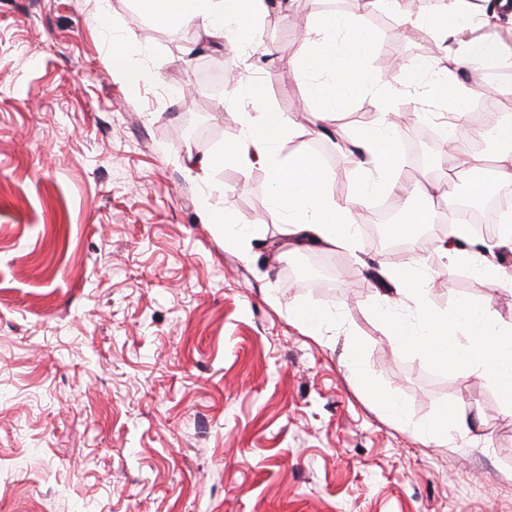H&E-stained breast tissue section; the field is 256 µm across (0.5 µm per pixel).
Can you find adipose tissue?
Wrapping results in <instances>:
<instances>
[{
    "mask_svg": "<svg viewBox=\"0 0 512 512\" xmlns=\"http://www.w3.org/2000/svg\"><path fill=\"white\" fill-rule=\"evenodd\" d=\"M143 9L158 22L169 26L200 25L206 41L228 43L241 49L250 45L258 22L267 11L266 0H142ZM368 15L339 18L321 14L311 27L312 46L295 60L293 67L322 76L311 97L316 120L346 105L367 86L378 84V77L364 67V58L373 48L367 32ZM484 14L474 0H448L445 20H413L409 26L439 36L444 53L456 70L468 73L474 86H482L487 73L512 68V36L484 35ZM431 68L403 66L397 77L401 87L425 85L426 92L448 97L449 120L469 110L470 89L448 88L446 81L431 80ZM240 90L250 110L243 113L246 135L225 146L223 152L194 159L190 167L206 174L223 160L242 168L264 164L277 187L276 204L283 216L281 234L297 250L313 247H345L357 250V217L370 207L374 197L395 195L401 188L398 164L400 126L387 119L362 131L355 145L368 159L369 176L353 192L346 204H338L329 192L330 176L320 164L303 155L279 159L276 148L285 135L281 113L266 104L258 82L241 81ZM456 244L449 249V262L482 276L489 284L503 279L501 270L490 263L483 250L476 248L464 228L452 233ZM390 280L403 288L422 316V327L393 318L389 324L397 347L425 354L438 366L451 372L479 373L498 382L503 393L512 392V323L500 325L472 304L458 302L451 313L429 310L423 299L424 274L416 267L393 269Z\"/></svg>",
    "mask_w": 512,
    "mask_h": 512,
    "instance_id": "obj_1",
    "label": "adipose tissue"
}]
</instances>
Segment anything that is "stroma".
Segmentation results:
<instances>
[{
  "instance_id": "stroma-1",
  "label": "stroma",
  "mask_w": 512,
  "mask_h": 512,
  "mask_svg": "<svg viewBox=\"0 0 512 512\" xmlns=\"http://www.w3.org/2000/svg\"><path fill=\"white\" fill-rule=\"evenodd\" d=\"M331 9L357 14L349 0H282L261 68L137 0H0V512H512V407L495 381L394 348L379 307L414 312L384 248L327 251L354 272L332 287L290 280L268 169H187L244 132L232 89L185 92L202 66L232 67L282 113L278 155L321 145L333 198L349 200L358 154L291 109L316 82L287 66L305 48L292 20ZM369 30L365 67L392 107L447 113L379 68L431 35ZM116 41L151 74L138 89L105 67ZM379 110L368 91L327 126L351 140ZM190 113L212 132L205 146L183 133ZM205 201L262 226L251 259L225 246ZM416 264L431 308L468 300L512 322V285L438 252ZM299 306L329 319L308 326ZM447 408L468 428L443 443L424 427Z\"/></svg>"
}]
</instances>
